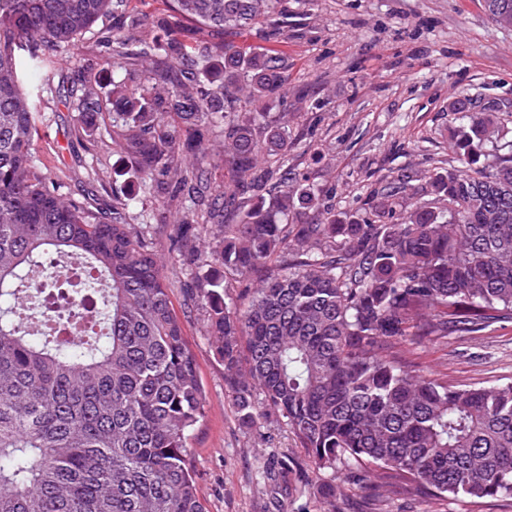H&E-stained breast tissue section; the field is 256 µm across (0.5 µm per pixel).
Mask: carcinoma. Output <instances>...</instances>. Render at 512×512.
<instances>
[{
    "label": "carcinoma",
    "mask_w": 512,
    "mask_h": 512,
    "mask_svg": "<svg viewBox=\"0 0 512 512\" xmlns=\"http://www.w3.org/2000/svg\"><path fill=\"white\" fill-rule=\"evenodd\" d=\"M131 2L0 0V512H206L189 446L205 395L144 232L154 211L210 269L194 300L242 424L275 416L316 471H363L390 494L512 503V382L458 385L418 362L425 343L512 322V156L483 151L497 105H451L460 167L375 190L386 222L341 220L288 170V110L321 103H288L284 32L258 49L199 39L285 0H172L150 27ZM484 7L512 27V0ZM104 19L108 135L142 190L109 214L36 165L40 88L22 83L70 48L98 55L83 38ZM70 94L101 110L85 81ZM223 269L260 274L245 310Z\"/></svg>",
    "instance_id": "1"
}]
</instances>
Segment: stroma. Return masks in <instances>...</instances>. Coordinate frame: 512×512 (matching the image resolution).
Wrapping results in <instances>:
<instances>
[{"instance_id": "stroma-1", "label": "stroma", "mask_w": 512, "mask_h": 512, "mask_svg": "<svg viewBox=\"0 0 512 512\" xmlns=\"http://www.w3.org/2000/svg\"><path fill=\"white\" fill-rule=\"evenodd\" d=\"M268 25L287 31L281 50L292 65L289 91L307 89L324 107L296 113L293 173L331 200L337 214H369L374 189L405 169L456 167L450 102L481 98L499 103L502 135L489 152L512 151V30L497 26L483 0H288ZM91 79L100 99L112 87L103 58L62 52L37 104L33 155L61 176L91 207L107 210L113 197L137 193L140 180L117 149L95 158L74 134L82 122L69 90ZM103 165L106 183L92 170ZM154 248L185 325L204 385L206 417L191 457L208 512H327L322 487L344 485L338 512H367L370 484L345 469L315 471L296 437L273 417L245 427L224 384V365L205 329V311L189 307L188 287L199 268L171 245L172 225L153 227ZM423 366L461 383L512 382V324L479 336H452L419 351ZM385 512H512L495 499L390 496Z\"/></svg>"}]
</instances>
